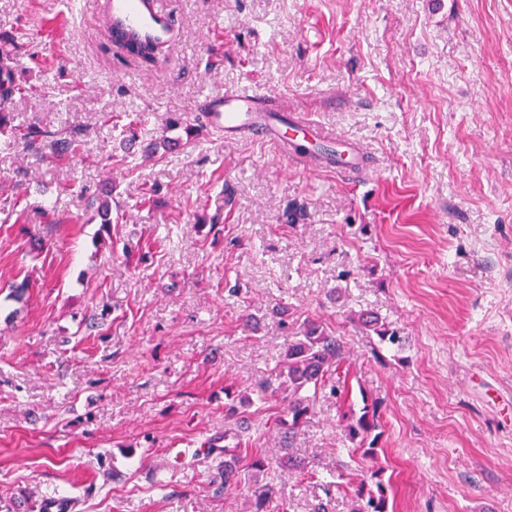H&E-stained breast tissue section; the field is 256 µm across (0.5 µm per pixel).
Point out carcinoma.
<instances>
[{"instance_id": "1", "label": "carcinoma", "mask_w": 512, "mask_h": 512, "mask_svg": "<svg viewBox=\"0 0 512 512\" xmlns=\"http://www.w3.org/2000/svg\"><path fill=\"white\" fill-rule=\"evenodd\" d=\"M15 63L16 58L12 54L0 53V130L7 127L13 136L24 140L29 146L48 149L53 155L76 156L80 151V142L72 134L60 137L40 126L30 124L21 129L10 124V104L15 94L24 91V87L13 80ZM351 321L357 323L367 335L377 336L381 344L396 348L402 346V337L371 310L359 312L351 317ZM343 361L344 344L341 338L317 321L307 319L299 333L288 337L279 368L259 386V398L267 400L283 395L288 399V419L281 420L280 425L288 427V434L291 435L300 427L325 389H330L332 395L340 392ZM378 418L377 404H364L361 415L351 413L345 425L346 437L358 442V447L367 448V453H374L377 441L374 432L379 427ZM248 431L249 428L242 427L233 435H224V440L231 439L234 444H227L222 449L210 446L206 454H224V487L238 486L242 480H248L250 512H272L274 485L270 480H262V476L275 464L303 470L307 463L294 455L292 447L285 446L282 448L284 455L274 462L266 457L254 456L249 458L247 465H241L240 451L244 433ZM346 487L352 489L355 498L352 512H388L392 493L389 484L379 480L370 487L365 480L357 481L350 477Z\"/></svg>"}]
</instances>
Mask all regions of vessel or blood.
<instances>
[{
  "instance_id": "b4317fda",
  "label": "vessel or blood",
  "mask_w": 512,
  "mask_h": 512,
  "mask_svg": "<svg viewBox=\"0 0 512 512\" xmlns=\"http://www.w3.org/2000/svg\"><path fill=\"white\" fill-rule=\"evenodd\" d=\"M94 9L111 30L126 38L167 52L178 39V29L162 0H95ZM211 128L228 138H251L273 146L281 157L294 155L296 134L322 143H337L336 135L309 120L293 116L283 121L276 115L271 97L257 91H237L206 97L200 104Z\"/></svg>"
}]
</instances>
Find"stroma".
I'll return each mask as SVG.
<instances>
[{
	"mask_svg": "<svg viewBox=\"0 0 512 512\" xmlns=\"http://www.w3.org/2000/svg\"><path fill=\"white\" fill-rule=\"evenodd\" d=\"M165 6L179 38L145 67L69 0H0L14 124L85 139L68 161L0 133V499L247 512L202 449L245 421L249 454L278 452L284 404L254 390L310 318L344 341L349 393L295 432L307 471L277 469L276 512H352L325 482L377 468L389 512H512V0ZM244 86L354 170L211 131L200 100ZM363 309L401 350L373 355ZM367 399L372 459L342 419ZM352 321L357 323L368 336H372V334L377 336L379 344H388L397 349L402 346V337L383 323L375 312L361 311L352 317Z\"/></svg>",
	"mask_w": 512,
	"mask_h": 512,
	"instance_id": "obj_1",
	"label": "stroma"
}]
</instances>
